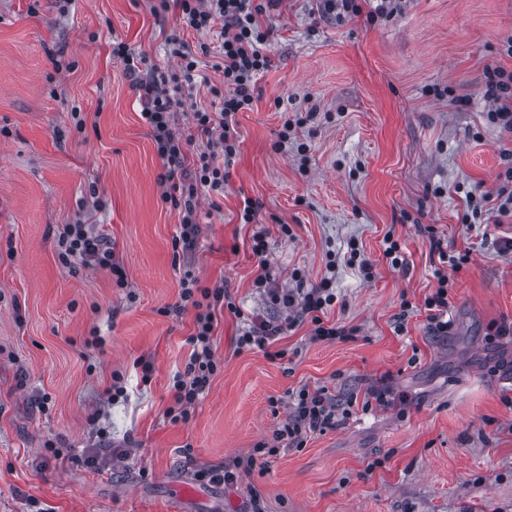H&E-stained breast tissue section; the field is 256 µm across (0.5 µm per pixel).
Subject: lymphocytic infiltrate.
I'll list each match as a JSON object with an SVG mask.
<instances>
[{"label":"lymphocytic infiltrate","mask_w":512,"mask_h":512,"mask_svg":"<svg viewBox=\"0 0 512 512\" xmlns=\"http://www.w3.org/2000/svg\"><path fill=\"white\" fill-rule=\"evenodd\" d=\"M281 0H158L157 7L173 12L185 29L200 33H216V47L202 46L201 53L211 55V67L224 78L222 85H210L213 97L211 109H199L194 113L196 126L206 138L207 145L200 152L195 172L191 178L180 175L183 145L171 129V114L177 104L175 95L183 87L192 85L200 77L196 56L188 53L183 44H172L170 53L177 58L178 67L171 72L139 81L145 101L142 116L153 131V140L159 157L166 162L163 177V196L181 214V232L175 239L174 248L188 251L197 233V207L201 191L220 192L224 189L223 160L236 155L239 143L232 119L237 112L249 109L254 100L255 79L268 70L272 60L264 50L267 33L260 18L267 9L277 8ZM485 98L490 108V121L503 130L512 132V71L501 67H487L484 72ZM440 266L434 275L438 286L426 298L428 331L435 336L448 333V291L451 287L449 272L459 271L470 260L469 253L454 255L443 252L439 241H432ZM59 259L62 264L82 260L112 275H121L122 269L114 260V248L106 238L93 232L82 223L63 225L57 240ZM273 302L291 312L284 322L274 323L252 320L237 338L238 349H258L267 352L270 359H284V351L274 349L273 344L288 328L302 321H310L311 338L315 341L347 340L353 337V329L325 323L324 311L336 302V294L330 279H323L320 287L310 290L290 288L270 293ZM180 310L194 309V332L190 336L193 351L182 374L173 381L174 403L166 415L171 422L187 421L191 407L199 395L209 387L220 364L213 350V333L217 313L228 310L237 313L238 307L224 288L201 286L193 273H185L181 280ZM404 395L389 386L369 390L364 399L349 397L337 403L327 387L300 388L290 393L291 411L280 422L269 442L258 443L254 452L238 458L228 465L207 467L199 470L198 480L230 485L242 475L251 473L261 456L276 453V443L283 442L292 448H301L309 436L336 429L353 414L354 406L363 411L373 407L405 405Z\"/></svg>","instance_id":"1"}]
</instances>
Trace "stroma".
Wrapping results in <instances>:
<instances>
[{
    "label": "stroma",
    "mask_w": 512,
    "mask_h": 512,
    "mask_svg": "<svg viewBox=\"0 0 512 512\" xmlns=\"http://www.w3.org/2000/svg\"><path fill=\"white\" fill-rule=\"evenodd\" d=\"M154 3L71 0L62 12L56 0H0V512H250L255 494L263 512H512V338L487 341L490 324L512 322V249L502 247L512 218L462 221L467 195L498 190L512 151L482 93L486 67L512 70L502 50L512 0H409L373 23L337 22L321 0H282L263 19L273 65L233 118L228 180L201 196L195 245L181 255V215L162 198L166 169L112 42L161 72L177 64L171 39L195 54L216 37ZM207 85L174 110L187 173L204 146L193 110L210 107ZM306 112L279 146L285 120ZM247 198L252 224L239 221ZM78 220L112 240L127 287L59 261L56 235ZM259 227L270 288L316 287L335 261L326 320L355 328L353 339L311 341L305 321L275 342L284 359L237 349L244 318L286 316L254 284ZM389 234L402 268L383 255ZM435 238L448 254L471 253L440 338L424 309ZM354 244L372 279L349 265ZM188 270L224 286L243 315L218 312L220 369L174 423L173 377L192 351L194 313L174 311ZM93 331L103 348L85 347ZM116 374L128 399L111 405ZM385 376L407 396L404 412L357 407L237 484L197 479L271 440L286 417L271 402L286 392L324 385L361 397ZM108 445L129 457L113 460Z\"/></svg>",
    "instance_id": "stroma-1"
}]
</instances>
